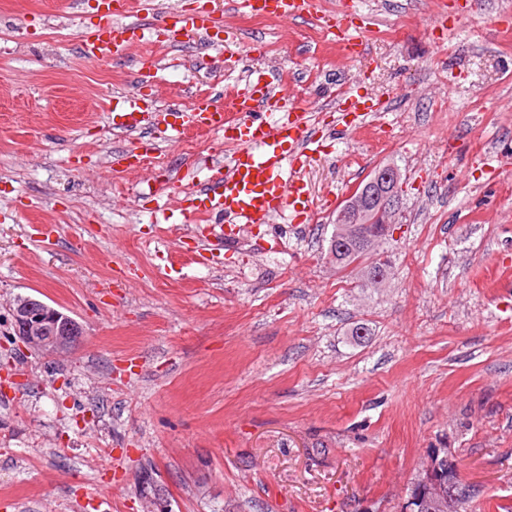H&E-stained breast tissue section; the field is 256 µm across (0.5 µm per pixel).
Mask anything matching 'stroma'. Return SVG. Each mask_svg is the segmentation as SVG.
<instances>
[{"mask_svg": "<svg viewBox=\"0 0 512 512\" xmlns=\"http://www.w3.org/2000/svg\"><path fill=\"white\" fill-rule=\"evenodd\" d=\"M344 3L370 32L353 63L314 19L213 0L221 48L203 32L98 65L77 47L91 0H0V512H405L438 450L476 490L467 512H512V0H318ZM249 50L317 111L316 219L203 256L176 209L223 138L189 156L112 107L151 57L154 111L199 91L231 110ZM350 90L388 107L333 135ZM134 144L153 167L117 165ZM380 163L404 184L376 286L369 259L327 252ZM20 296L81 324L71 353L13 343Z\"/></svg>", "mask_w": 512, "mask_h": 512, "instance_id": "1", "label": "stroma"}]
</instances>
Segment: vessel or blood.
I'll list each match as a JSON object with an SVG mask.
<instances>
[{"mask_svg":"<svg viewBox=\"0 0 512 512\" xmlns=\"http://www.w3.org/2000/svg\"><path fill=\"white\" fill-rule=\"evenodd\" d=\"M244 13L270 18L313 14L315 0H238ZM99 22L81 30L78 41L85 58L94 64L124 55L146 34L164 37L167 44L194 43L205 30L222 27L223 20L211 0H198L196 7L155 24L151 31L126 23V10L120 0H96ZM143 88L123 98L119 115L126 128L141 125ZM292 93L283 79L261 71L238 91L233 107L238 114L226 123L224 111L209 99H199L191 109L172 107L162 120L172 144H179L189 129L223 133L234 152L226 166L211 167L208 176L197 182L187 198V216H222L225 230L216 234L214 246L233 240L244 227L270 223L275 216L288 215L291 222L306 223L311 212V195L302 173L320 153L322 143L311 127L306 112L291 103ZM381 101L363 96L344 95L336 110L344 127L356 126L365 116L383 111Z\"/></svg>","mask_w":512,"mask_h":512,"instance_id":"obj_1","label":"vessel or blood"}]
</instances>
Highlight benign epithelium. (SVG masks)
<instances>
[{
  "label": "benign epithelium",
  "mask_w": 512,
  "mask_h": 512,
  "mask_svg": "<svg viewBox=\"0 0 512 512\" xmlns=\"http://www.w3.org/2000/svg\"><path fill=\"white\" fill-rule=\"evenodd\" d=\"M376 179L385 183L388 193L378 203L375 220L377 224L358 222L352 219L365 208L360 187L350 189L336 209L335 241L345 244L349 241L360 243L362 252L367 253L376 244L380 233H387L397 223L400 213L402 177L399 169L392 165L375 166ZM11 314L14 322L23 326L18 339L25 346L46 356H57L71 352L70 337L60 334V329L69 326L73 318L44 302L26 296L14 302Z\"/></svg>",
  "instance_id": "7a95c632"
}]
</instances>
